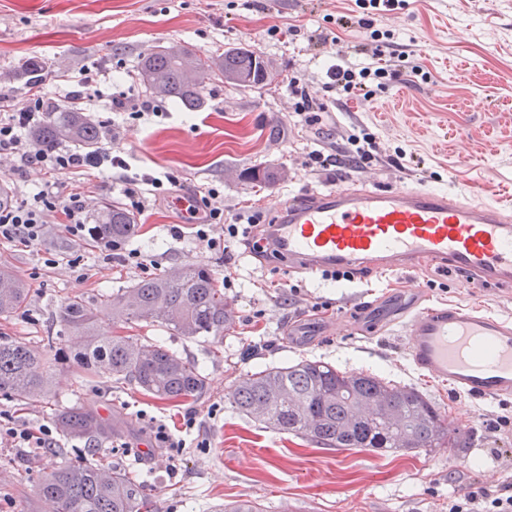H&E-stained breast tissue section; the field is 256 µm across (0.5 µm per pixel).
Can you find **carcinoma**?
<instances>
[{
    "label": "carcinoma",
    "instance_id": "1",
    "mask_svg": "<svg viewBox=\"0 0 512 512\" xmlns=\"http://www.w3.org/2000/svg\"><path fill=\"white\" fill-rule=\"evenodd\" d=\"M137 76L154 99L187 110L205 106L202 88L222 80L239 89L272 84L261 56L244 47L200 56L172 44L141 55ZM33 138L44 148L68 142L81 150L101 146L102 131L77 109L59 112L36 127ZM136 218L115 200L102 201L91 241L124 244L137 233ZM28 284L0 268V317L24 309ZM124 324L157 323L189 338L224 335L234 316L224 288L206 266L170 269L103 296L95 305L73 297L58 311L62 332L78 348L82 376L103 375L129 383L161 400L200 394L206 385L198 367L177 353L130 336L98 331L101 310ZM56 357L40 346L0 336V394L19 402L52 395L49 371ZM231 404L264 427L301 435L328 448L410 451L448 446L466 448L467 436L451 432L435 404L418 389L367 373L340 371L322 360L300 359L256 371L232 389ZM60 431L74 438L106 439L111 428L94 410L73 405L55 410ZM37 495L56 504V512H148L147 489L124 470L96 465H62L44 474Z\"/></svg>",
    "mask_w": 512,
    "mask_h": 512
}]
</instances>
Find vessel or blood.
<instances>
[{"label":"vessel or blood","instance_id":"1","mask_svg":"<svg viewBox=\"0 0 512 512\" xmlns=\"http://www.w3.org/2000/svg\"><path fill=\"white\" fill-rule=\"evenodd\" d=\"M458 189L371 186L330 189L289 202L262 245L289 270L342 267L404 273L429 263L486 288L512 284V216L466 204ZM405 323L417 369L477 399L512 398V318L469 306L427 305L421 288L381 292L349 316L345 333ZM312 323L289 326L293 343L326 335Z\"/></svg>","mask_w":512,"mask_h":512}]
</instances>
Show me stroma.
<instances>
[{
	"label": "stroma",
	"mask_w": 512,
	"mask_h": 512,
	"mask_svg": "<svg viewBox=\"0 0 512 512\" xmlns=\"http://www.w3.org/2000/svg\"><path fill=\"white\" fill-rule=\"evenodd\" d=\"M354 7V0H0V73L38 61L43 90L57 99L65 93L64 76L81 67H125L128 78L91 87L94 99L105 100L141 93L131 72L145 50L172 42L198 54L247 47L262 53L277 76L275 84L243 90L213 81L204 89L202 110L172 103L159 118L127 122L103 110L92 117L113 120L115 145L132 171L178 172L189 193L208 183L223 186L228 216L249 203L272 221L288 200L332 186L423 184L455 185L469 200L512 212V0H405L383 26L429 78L391 83L366 104L323 88L331 64L372 61L369 29L335 24ZM272 24L297 25L303 34L277 41L266 35ZM324 35L329 43H321ZM294 76L327 103L322 127L297 124L288 96ZM323 128L328 138H321ZM362 133L374 134L383 154L400 150L418 162L417 174L376 163L327 178L303 170L305 152L333 144L342 148ZM273 167L285 170L286 178L271 187L251 180L252 172ZM138 219L141 230L129 248L165 271L202 264L217 276L232 275L225 295L235 316L216 338H186L157 325L123 327L105 315L98 328L106 336H130L179 353L201 368L207 388L182 403L160 401L105 376L82 380L74 359L60 358L51 370L50 401L20 403L0 395V411L17 425L49 426L55 408L82 403L111 425L112 435L96 443L56 435L52 454L38 461L22 460L17 449L0 446V512H52L50 503L37 500L36 489L43 472L64 461L124 468L145 482L158 512H219L242 498L261 503L264 512H448V501L462 484H478L494 495L502 481L512 480V426L496 434L486 426L501 415L505 400H477L417 371L408 360L404 326L306 346L289 343L290 324L315 316L336 322L377 293L401 287L403 278L361 272L334 282L288 271L268 258L257 261L236 246L227 256L209 251L191 234L172 237L178 214L170 203L150 204ZM45 250L57 258L55 268H44ZM75 259L87 269L85 281H76L69 268ZM0 265L31 287L27 308L0 320V332L34 342L56 332V313L69 297L79 294L93 303L141 277L120 257L102 263L98 249L72 240L54 223L42 249L0 245ZM414 277L434 303L512 316V290L484 288L436 267L417 269ZM285 281L300 285L299 297L279 294L276 285ZM301 358L417 388L437 405L449 429L467 431V449L325 448L267 429L230 403L232 386L247 373ZM191 410L205 427L209 447H195L190 434L176 458L151 452L148 418L177 425Z\"/></svg>",
	"instance_id": "stroma-1"
}]
</instances>
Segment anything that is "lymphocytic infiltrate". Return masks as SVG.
Returning a JSON list of instances; mask_svg holds the SVG:
<instances>
[{"mask_svg":"<svg viewBox=\"0 0 512 512\" xmlns=\"http://www.w3.org/2000/svg\"><path fill=\"white\" fill-rule=\"evenodd\" d=\"M355 5L356 14L340 17L339 25L358 24L370 28L373 37L390 38V31L377 30L376 23L401 9L402 0H355ZM423 74L422 66L412 55L393 52L377 58L372 65L358 69L338 63L330 65L325 87L327 91L368 102L377 91L388 89L390 81L403 75L417 78ZM58 104L59 101L41 95L35 83L28 84L23 90L0 86V160L12 162L13 171L18 175H25L30 168L44 175L43 183L32 198L11 199L0 205V244L41 245L47 235L44 217L49 212L61 217L64 230L70 237L81 239L86 236L91 197L67 187L63 182L67 175H81L92 168L109 167L113 181L123 185L130 209L138 213L145 208L146 187H153L155 194L167 199L182 189L181 181L174 173L168 172L159 178L146 172H131L125 159L108 147L86 154L64 144L43 149L29 138L28 131L32 126L48 121ZM381 160L375 136L367 134L353 139L350 149L342 154L318 149L308 151L303 166L311 174L319 175L333 166L349 167ZM187 212L195 240L210 250H226L234 243L248 245L262 229V215L255 210H243L232 218H225L224 191L215 185L192 196ZM217 224L224 227L223 236L218 238L212 234V228ZM0 440L6 441L10 447L22 449L24 458L32 459L44 455L51 447L53 432L45 425L33 429L0 424ZM448 512H512V482L502 485L493 496L477 486L465 488L449 501Z\"/></svg>","mask_w":512,"mask_h":512,"instance_id":"lymphocytic-infiltrate-1","label":"lymphocytic infiltrate"}]
</instances>
